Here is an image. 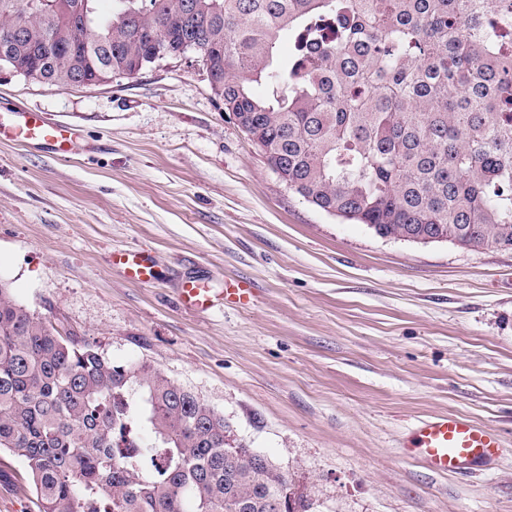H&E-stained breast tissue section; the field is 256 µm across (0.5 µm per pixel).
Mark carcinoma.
<instances>
[{"label":"carcinoma","mask_w":512,"mask_h":512,"mask_svg":"<svg viewBox=\"0 0 512 512\" xmlns=\"http://www.w3.org/2000/svg\"><path fill=\"white\" fill-rule=\"evenodd\" d=\"M0 0L27 40L0 50L65 89L130 76L158 45L188 51L181 16L220 50L224 111L291 190L381 237L512 251V0ZM85 12L77 44L40 50ZM288 42V55L280 53ZM146 362L18 302L0 278V449L40 512H311L306 488Z\"/></svg>","instance_id":"carcinoma-1"}]
</instances>
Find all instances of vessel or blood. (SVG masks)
<instances>
[{"instance_id":"1","label":"vessel or blood","mask_w":512,"mask_h":512,"mask_svg":"<svg viewBox=\"0 0 512 512\" xmlns=\"http://www.w3.org/2000/svg\"><path fill=\"white\" fill-rule=\"evenodd\" d=\"M1 140L43 147L62 156L71 154L80 145L74 127L50 121L38 112L25 111L0 113ZM116 262L131 280L149 282L154 278V266L143 254L125 253ZM181 293L191 309L205 310L210 306L211 296L203 283L187 282ZM413 446L430 470L467 474L492 460L502 440L490 426L448 414L419 420L413 428Z\"/></svg>"}]
</instances>
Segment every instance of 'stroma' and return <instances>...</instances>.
I'll use <instances>...</instances> for the list:
<instances>
[{"mask_svg":"<svg viewBox=\"0 0 512 512\" xmlns=\"http://www.w3.org/2000/svg\"><path fill=\"white\" fill-rule=\"evenodd\" d=\"M78 129L60 157L0 143V278L16 300L146 361L303 484L316 512H512V251L383 238L290 190L210 89L195 52L96 87L0 68V111ZM137 250L156 278L113 265ZM251 281L246 306L227 281ZM200 281L214 306L187 310ZM495 428L492 468L428 471L415 419ZM0 512H39L0 450Z\"/></svg>","mask_w":512,"mask_h":512,"instance_id":"35a3bbf8","label":"stroma"}]
</instances>
